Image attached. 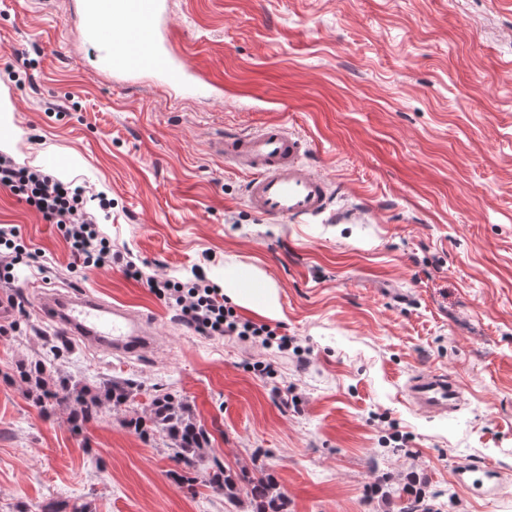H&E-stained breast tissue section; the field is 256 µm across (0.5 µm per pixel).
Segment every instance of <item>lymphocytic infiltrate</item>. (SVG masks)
Here are the masks:
<instances>
[{
  "label": "lymphocytic infiltrate",
  "instance_id": "f902f5d3",
  "mask_svg": "<svg viewBox=\"0 0 512 512\" xmlns=\"http://www.w3.org/2000/svg\"><path fill=\"white\" fill-rule=\"evenodd\" d=\"M0 189L26 202L43 219L57 225L66 241L74 265L86 269H108L124 264L129 278L142 282L159 299L176 308L183 319L198 332L213 337H256L266 347L287 351L288 337L279 335L266 324L241 318L224 301V292L204 276L180 282L158 279L146 274L134 263L124 262L114 253L112 242L102 234L89 215L81 189L71 187L41 171L19 165L11 156L0 153Z\"/></svg>",
  "mask_w": 512,
  "mask_h": 512
}]
</instances>
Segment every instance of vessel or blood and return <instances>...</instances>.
I'll list each match as a JSON object with an SVG mask.
<instances>
[{"mask_svg":"<svg viewBox=\"0 0 512 512\" xmlns=\"http://www.w3.org/2000/svg\"><path fill=\"white\" fill-rule=\"evenodd\" d=\"M78 4L77 37L96 47L97 69L121 83L149 74L169 88L211 95V85L193 81L171 45L164 0H78ZM213 148L248 173L247 202L261 217L304 223L325 213L332 202L330 184L304 162L303 140L284 124L221 135ZM37 303L41 315L66 333L111 354L134 355L155 343L141 313L87 292L41 289ZM407 395L430 414L453 410L462 398L456 381L436 373L412 380Z\"/></svg>","mask_w":512,"mask_h":512,"instance_id":"1","label":"vessel or blood"}]
</instances>
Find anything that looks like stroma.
Here are the masks:
<instances>
[{
    "label": "stroma",
    "mask_w": 512,
    "mask_h": 512,
    "mask_svg": "<svg viewBox=\"0 0 512 512\" xmlns=\"http://www.w3.org/2000/svg\"><path fill=\"white\" fill-rule=\"evenodd\" d=\"M76 0H0V87L12 154L77 180L112 247L187 280L231 265L278 292L279 353L197 333L120 267L73 266L56 225L0 190V225L39 257L0 287V512H250L189 480L125 408L70 429L18 364L60 335L36 290L85 289L146 316L156 347L114 356L70 337L52 373L171 389L233 469L265 466L288 512H512V0H167L166 27L202 100L142 79L115 88L75 37ZM285 123L334 190L305 224L256 215L217 134ZM271 364L272 377L253 366ZM459 383L456 411L420 413L414 375ZM492 469L499 491L463 486Z\"/></svg>",
    "instance_id": "obj_1"
}]
</instances>
